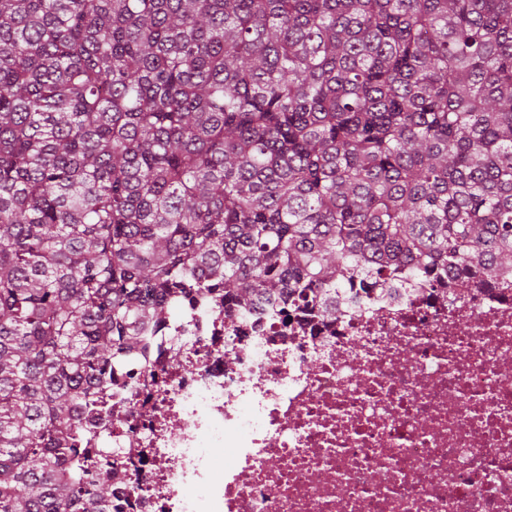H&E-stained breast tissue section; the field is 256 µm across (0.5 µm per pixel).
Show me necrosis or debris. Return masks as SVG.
I'll return each mask as SVG.
<instances>
[{"instance_id": "obj_1", "label": "necrosis or debris", "mask_w": 512, "mask_h": 512, "mask_svg": "<svg viewBox=\"0 0 512 512\" xmlns=\"http://www.w3.org/2000/svg\"><path fill=\"white\" fill-rule=\"evenodd\" d=\"M117 376L114 512H512V280L197 297ZM226 448L224 465L210 449Z\"/></svg>"}]
</instances>
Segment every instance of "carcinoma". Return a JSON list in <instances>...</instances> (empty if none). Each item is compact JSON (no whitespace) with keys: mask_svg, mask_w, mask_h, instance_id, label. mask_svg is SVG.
Listing matches in <instances>:
<instances>
[{"mask_svg":"<svg viewBox=\"0 0 512 512\" xmlns=\"http://www.w3.org/2000/svg\"><path fill=\"white\" fill-rule=\"evenodd\" d=\"M512 275V0H0V512L174 300Z\"/></svg>","mask_w":512,"mask_h":512,"instance_id":"obj_1","label":"carcinoma"}]
</instances>
